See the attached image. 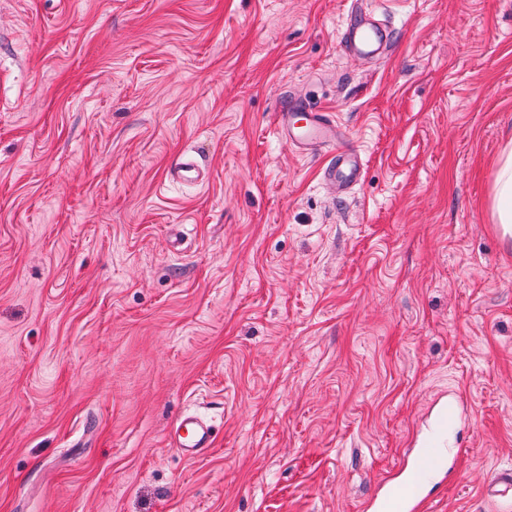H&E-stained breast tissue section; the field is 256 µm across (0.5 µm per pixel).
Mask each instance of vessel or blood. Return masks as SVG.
Returning <instances> with one entry per match:
<instances>
[{
	"label": "vessel or blood",
	"instance_id": "vessel-or-blood-1",
	"mask_svg": "<svg viewBox=\"0 0 512 512\" xmlns=\"http://www.w3.org/2000/svg\"><path fill=\"white\" fill-rule=\"evenodd\" d=\"M392 42L390 33L372 15L351 7L341 35L342 51L371 61L385 54ZM274 131L286 145L300 152L330 149L331 158L323 176L338 192H350L361 183L365 161L355 148L344 144V135L330 113L299 98L287 97L275 114ZM167 176L178 183H197L204 180L205 171L196 160L181 153L170 163ZM169 438L173 450L192 460L214 447L216 432L214 426L197 415L184 413L173 423ZM442 467L443 460L434 446L419 449L408 473L372 501L373 512H426L434 496L426 476L439 473Z\"/></svg>",
	"mask_w": 512,
	"mask_h": 512
}]
</instances>
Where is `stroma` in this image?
I'll return each mask as SVG.
<instances>
[{"label": "stroma", "mask_w": 512, "mask_h": 512, "mask_svg": "<svg viewBox=\"0 0 512 512\" xmlns=\"http://www.w3.org/2000/svg\"><path fill=\"white\" fill-rule=\"evenodd\" d=\"M361 2L386 59L350 0H0V512H369L455 392L431 512H512V0ZM289 94L351 192L273 134ZM358 5V1L351 3L340 46L344 52L365 61H372L391 48L393 39L387 29L372 15L359 9ZM274 131L286 145L299 152L330 149L331 158L323 176L338 192L349 193L361 183L364 158L349 145L337 148L345 137L329 112L320 111L299 98L286 96L275 113ZM493 215L497 224L510 228L512 235V150L497 168L493 179ZM206 171L192 157L178 154L170 163L167 176L170 181L178 183H197L205 178ZM216 436L214 426L191 413L181 414L169 431L170 446L188 460L207 454L215 446Z\"/></svg>", "instance_id": "stroma-1"}]
</instances>
